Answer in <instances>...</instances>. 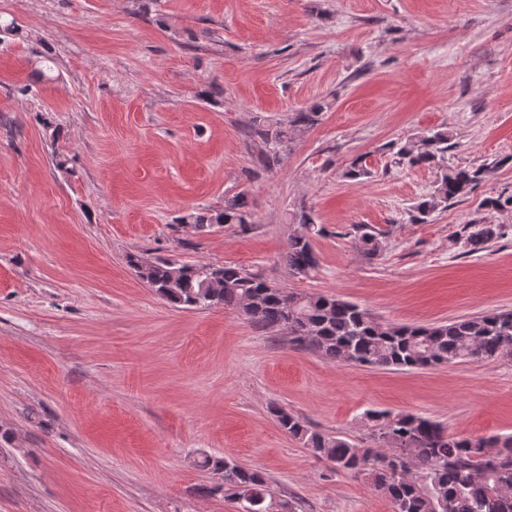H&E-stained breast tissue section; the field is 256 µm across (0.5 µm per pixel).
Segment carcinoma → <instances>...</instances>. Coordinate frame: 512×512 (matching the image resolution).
I'll use <instances>...</instances> for the list:
<instances>
[{"instance_id": "1", "label": "carcinoma", "mask_w": 512, "mask_h": 512, "mask_svg": "<svg viewBox=\"0 0 512 512\" xmlns=\"http://www.w3.org/2000/svg\"><path fill=\"white\" fill-rule=\"evenodd\" d=\"M322 107L301 109L287 122L257 128L266 151L263 163L278 161L295 135L315 126ZM448 129L438 128L419 141L388 144L393 161L406 167L436 171L434 190L412 209L411 221L426 224L434 212L465 200L485 180L490 169L512 164L506 155L488 165L451 166ZM489 211H512V194L487 197ZM200 231L214 224L252 223L248 197L239 192L224 199V208L188 216ZM301 231L288 238L283 255L288 271L307 277L318 269L312 235L320 233L306 212ZM500 224L463 226L469 252L477 253L502 237ZM356 244L370 259L385 248L387 232L369 224H355ZM128 265L148 287L180 309L230 308L264 329L284 331L288 342L340 364L394 369H423L460 361L512 357V310L490 312L432 325L380 322L371 313L335 296L275 288L258 273L236 264L178 263L139 255ZM273 415L290 436L300 440L315 458L334 473L362 475L390 498L394 512H512V435L451 436L439 422L411 414L369 410V444L359 446L340 435L319 432L283 408ZM197 465L219 476L198 493L220 496L240 504V512H293L290 502L275 498L262 471L247 468L229 457L204 456Z\"/></svg>"}]
</instances>
